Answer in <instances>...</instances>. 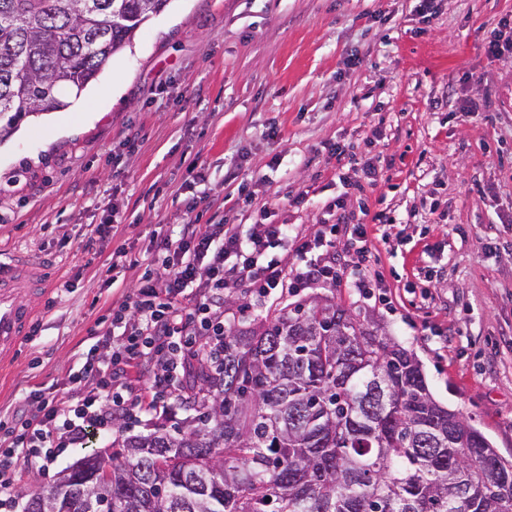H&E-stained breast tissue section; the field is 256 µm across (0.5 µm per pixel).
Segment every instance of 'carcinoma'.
I'll return each mask as SVG.
<instances>
[{
    "mask_svg": "<svg viewBox=\"0 0 512 512\" xmlns=\"http://www.w3.org/2000/svg\"><path fill=\"white\" fill-rule=\"evenodd\" d=\"M169 0H0V117L61 109ZM339 304L224 327L196 425L112 441V485L58 512H512V463L431 395L420 363Z\"/></svg>",
    "mask_w": 512,
    "mask_h": 512,
    "instance_id": "1",
    "label": "carcinoma"
}]
</instances>
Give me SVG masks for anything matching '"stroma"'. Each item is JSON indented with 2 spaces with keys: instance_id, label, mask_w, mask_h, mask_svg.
Instances as JSON below:
<instances>
[{
  "instance_id": "stroma-1",
  "label": "stroma",
  "mask_w": 512,
  "mask_h": 512,
  "mask_svg": "<svg viewBox=\"0 0 512 512\" xmlns=\"http://www.w3.org/2000/svg\"><path fill=\"white\" fill-rule=\"evenodd\" d=\"M510 15L512 0H434L426 18L418 0H170L67 95L56 116L70 133L28 116L0 134V252L57 274L36 335L0 365V416L26 394L74 395L81 354L107 352L101 318L189 198L200 223L287 224L311 239L335 223L326 204L342 194L349 223L390 218L366 223L381 288L327 282L259 300L233 283L225 322L313 297L369 314L415 353L433 398L512 461V53L486 45ZM337 142L372 161L365 193L339 181ZM114 204L121 224L99 232ZM113 437L20 473L0 512H23L29 493Z\"/></svg>"
}]
</instances>
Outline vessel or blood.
Segmentation results:
<instances>
[{
	"label": "vessel or blood",
	"mask_w": 512,
	"mask_h": 512,
	"mask_svg": "<svg viewBox=\"0 0 512 512\" xmlns=\"http://www.w3.org/2000/svg\"><path fill=\"white\" fill-rule=\"evenodd\" d=\"M27 290L32 300L17 298L16 289ZM51 293L50 279L41 264L20 255L0 256V355L32 332L39 300Z\"/></svg>",
	"instance_id": "b4317fda"
}]
</instances>
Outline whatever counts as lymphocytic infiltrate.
<instances>
[{
    "instance_id": "obj_1",
    "label": "lymphocytic infiltrate",
    "mask_w": 512,
    "mask_h": 512,
    "mask_svg": "<svg viewBox=\"0 0 512 512\" xmlns=\"http://www.w3.org/2000/svg\"><path fill=\"white\" fill-rule=\"evenodd\" d=\"M330 225L323 237L293 235L285 224H255L239 232L221 224L188 222L167 233L154 248L151 270L137 281L132 295L112 312L109 359L95 352L83 357L75 383H90L82 400L60 398L31 407L22 400L11 422H0V502L17 493L15 475L48 466L66 448L83 443L90 435L107 430L113 417L137 410L166 415L181 397L179 372L188 360L204 359L213 365L224 360V284L227 277L265 295L292 284L301 287L319 281L351 279L367 290L368 248L365 225L347 229L355 243L350 265L334 267L309 261L323 238L335 237ZM294 248L302 264L289 267L275 255V248ZM235 257L225 266L227 257ZM132 328H125L126 318ZM162 357V373L142 379V368Z\"/></svg>"
}]
</instances>
